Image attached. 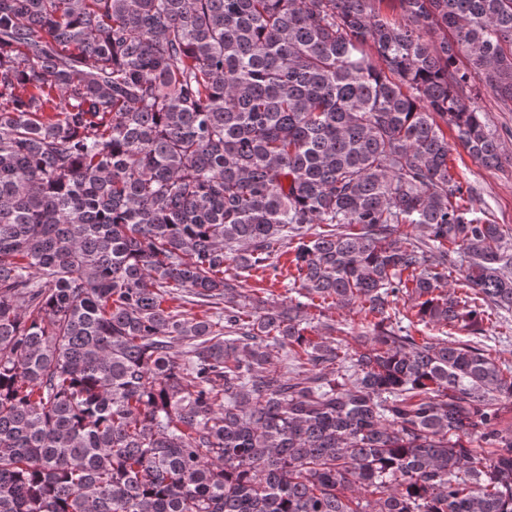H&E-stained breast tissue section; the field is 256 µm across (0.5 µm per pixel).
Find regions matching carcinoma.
<instances>
[{"mask_svg": "<svg viewBox=\"0 0 512 512\" xmlns=\"http://www.w3.org/2000/svg\"><path fill=\"white\" fill-rule=\"evenodd\" d=\"M481 92L512 0H0V512H512ZM288 260H289L288 255H283L279 259V265L280 266L284 265V268H283L284 273L282 276L279 277L278 281L275 282L274 285H273V282L270 281V279L263 278V280H261V278L251 277L246 281L244 288L260 291V292H258L259 293L258 295H260V296H268L267 289H269V291H272L274 293V298L278 297V299H281L284 296H288V280H287L288 275L285 270L289 264ZM259 288H264V290H258ZM262 292H265V293H262Z\"/></svg>", "mask_w": 512, "mask_h": 512, "instance_id": "1", "label": "carcinoma"}]
</instances>
